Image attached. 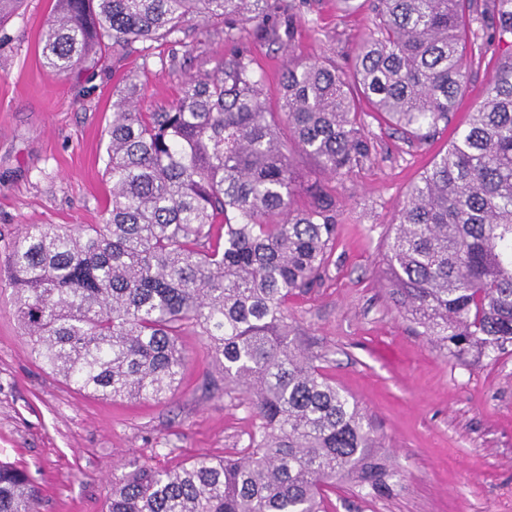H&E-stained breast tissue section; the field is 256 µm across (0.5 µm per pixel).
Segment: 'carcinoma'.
<instances>
[{
  "label": "carcinoma",
  "instance_id": "obj_1",
  "mask_svg": "<svg viewBox=\"0 0 512 512\" xmlns=\"http://www.w3.org/2000/svg\"><path fill=\"white\" fill-rule=\"evenodd\" d=\"M374 0V30L353 79L320 58L290 60L268 105L243 54L186 82L158 112L138 109L133 78L112 102L102 225H32L13 243L7 275L35 359L78 391L161 399L179 383L178 336H203L254 418L246 450L112 476L106 512H323L336 488L391 490L361 408L320 356L302 351L288 300L321 279L336 237V199L302 184L288 145L322 173L370 158L357 102L410 141L448 126L466 88L476 20L490 41L512 38V0ZM282 0H54L42 64L65 76L167 39L197 18L238 17L280 38ZM304 190L312 202L296 208ZM390 297L447 354L512 343V51L448 150L412 185L387 244ZM29 476L0 461V512H36Z\"/></svg>",
  "mask_w": 512,
  "mask_h": 512
}]
</instances>
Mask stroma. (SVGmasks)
I'll return each mask as SVG.
<instances>
[{"mask_svg":"<svg viewBox=\"0 0 512 512\" xmlns=\"http://www.w3.org/2000/svg\"><path fill=\"white\" fill-rule=\"evenodd\" d=\"M281 38L223 20L135 43L94 75L77 80L41 64L40 35L54 0H24L0 25V459L24 469L39 491V512H105L121 465L175 466L201 453L220 456L248 442L254 420L244 394H225L202 336L184 331L183 376L160 401L102 399L34 359L15 316L6 258L26 225L105 223L112 184L105 174L106 130L123 78L137 77L140 109L180 95L189 78L243 53L276 103L289 58H327L347 70L373 24L369 0L353 14L336 0H286ZM504 50L466 56L468 90L451 126L411 143L360 104L376 155L353 172L319 174L292 151L296 169L320 179L336 199V244L319 281L288 303L304 346L365 412L393 473L392 491H328L326 512H512V344L490 356L445 354L394 306L385 253L409 187L465 125L502 62Z\"/></svg>","mask_w":512,"mask_h":512,"instance_id":"obj_1","label":"stroma"}]
</instances>
